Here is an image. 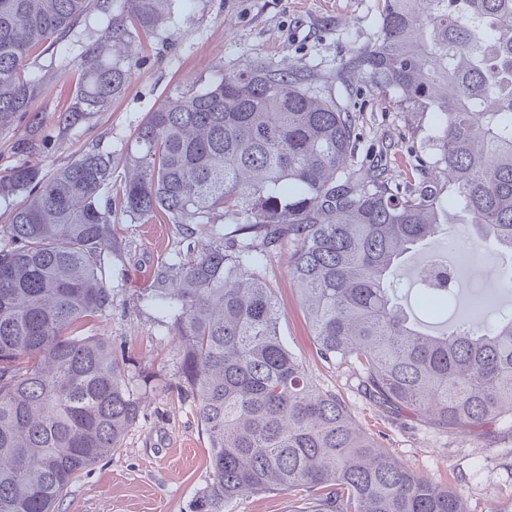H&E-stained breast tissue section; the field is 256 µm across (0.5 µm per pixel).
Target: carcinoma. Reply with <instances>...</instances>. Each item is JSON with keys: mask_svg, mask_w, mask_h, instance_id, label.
I'll use <instances>...</instances> for the list:
<instances>
[{"mask_svg": "<svg viewBox=\"0 0 512 512\" xmlns=\"http://www.w3.org/2000/svg\"><path fill=\"white\" fill-rule=\"evenodd\" d=\"M172 0H0V130L20 121L23 159L0 169L16 200L0 244V512H56L71 484L120 449L141 417L129 362L74 327L112 311L107 253L112 193L130 219L159 214L193 230L222 217L224 241L172 259L160 293L177 315L178 388L210 441L211 481L193 512L249 493L305 491L310 512H468L463 495L419 476L320 389L283 344L281 310L259 260L292 246L289 275L317 353L351 364L365 396L462 437L512 428V316L429 336L396 301L404 257L454 219L512 256V0H382L373 41L341 68L422 128L415 176L352 164L348 106L297 66L260 59L174 90L138 126L114 186L97 149L45 172L28 157L37 99L51 90L37 60L79 71L63 121L106 110L127 87L126 51L160 27ZM110 16L71 59L74 23ZM422 285L448 295L439 268Z\"/></svg>", "mask_w": 512, "mask_h": 512, "instance_id": "1", "label": "carcinoma"}]
</instances>
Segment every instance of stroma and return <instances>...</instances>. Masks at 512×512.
Wrapping results in <instances>:
<instances>
[{
    "label": "stroma",
    "instance_id": "stroma-1",
    "mask_svg": "<svg viewBox=\"0 0 512 512\" xmlns=\"http://www.w3.org/2000/svg\"><path fill=\"white\" fill-rule=\"evenodd\" d=\"M380 0H175L170 18L142 35L137 65L123 93L104 112L72 127L61 124L68 88L39 98L38 132L47 148L38 162L44 170L66 164L78 153H111L124 169L135 129L177 87L214 78L227 65L255 57L307 65L340 83L354 86L356 72H339L340 59L353 56L374 38ZM354 112L361 132L354 161L385 154L386 176L395 182L412 176L404 146L423 142L404 113L369 97ZM112 310L77 329L83 336H106L131 360L133 372L154 379L143 390L142 415L121 449L82 474L61 500L59 512H193L198 492L209 481V440L189 402L174 390L180 348L173 318L158 288L164 266L188 244L211 245L217 228L204 227L186 239L183 227L159 216L140 224L120 207L112 209ZM468 224H448L405 261L401 303L416 315L417 271L449 241L472 237ZM288 248L267 256L262 273L276 290L282 310L279 332L284 345L303 363L313 381L335 392L352 417L384 447L419 475L460 491L468 512H512V430L497 427L493 443L437 432L411 418L387 416L357 389L352 367L332 365L317 354L299 293L288 275ZM483 278V297L512 310V288L498 276L512 258L490 243L470 258ZM303 494L284 491L248 494L223 512H303Z\"/></svg>",
    "mask_w": 512,
    "mask_h": 512
}]
</instances>
